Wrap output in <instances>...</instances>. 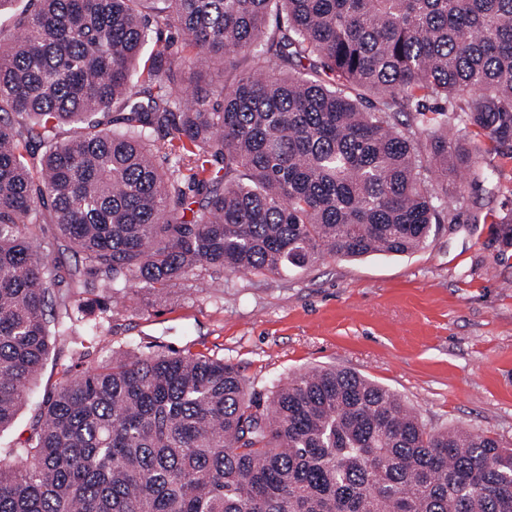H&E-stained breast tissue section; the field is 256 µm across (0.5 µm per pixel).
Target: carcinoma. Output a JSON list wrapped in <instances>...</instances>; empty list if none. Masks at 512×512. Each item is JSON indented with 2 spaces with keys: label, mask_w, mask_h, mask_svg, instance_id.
<instances>
[{
  "label": "carcinoma",
  "mask_w": 512,
  "mask_h": 512,
  "mask_svg": "<svg viewBox=\"0 0 512 512\" xmlns=\"http://www.w3.org/2000/svg\"><path fill=\"white\" fill-rule=\"evenodd\" d=\"M0 36V429L95 292L403 255L512 150V0H29ZM68 128L61 138L58 129ZM200 210L186 217L189 205ZM49 213L77 253L51 263ZM485 218L512 247V214ZM0 512H512V450L314 369L190 352L65 379Z\"/></svg>",
  "instance_id": "obj_1"
}]
</instances>
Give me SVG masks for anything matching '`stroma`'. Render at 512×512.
I'll return each mask as SVG.
<instances>
[{
    "instance_id": "obj_1",
    "label": "stroma",
    "mask_w": 512,
    "mask_h": 512,
    "mask_svg": "<svg viewBox=\"0 0 512 512\" xmlns=\"http://www.w3.org/2000/svg\"><path fill=\"white\" fill-rule=\"evenodd\" d=\"M512 213V195L471 185L454 221L414 253L326 257L277 275L200 270L152 304L132 288L102 322L103 342L57 336L0 459L28 437L65 376L108 360L191 350L236 365L257 398L314 367H339L398 394L427 428L483 431L512 448V247L485 222Z\"/></svg>"
}]
</instances>
